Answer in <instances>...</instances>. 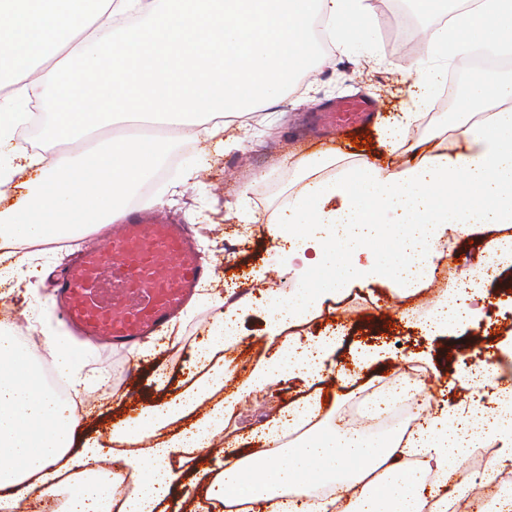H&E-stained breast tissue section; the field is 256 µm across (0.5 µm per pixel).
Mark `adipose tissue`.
Listing matches in <instances>:
<instances>
[{
	"label": "adipose tissue",
	"instance_id": "1",
	"mask_svg": "<svg viewBox=\"0 0 512 512\" xmlns=\"http://www.w3.org/2000/svg\"><path fill=\"white\" fill-rule=\"evenodd\" d=\"M363 0H0V201L19 169L37 157L13 142L26 117L30 91L57 106L43 126L46 138L81 142L99 128L137 120L169 127L243 115L283 95L301 71L320 63L310 20L320 17L337 49L351 35L371 42ZM429 54L447 57L482 46L512 49V0H478L451 24L427 30ZM51 67H44L46 59ZM462 148L426 151L398 168L364 163L339 177H319L323 159L303 164L305 186L289 196L269 227L295 286L271 297L269 335L275 352L243 383L246 392L274 383L304 394L258 436L264 452L226 451L224 465L205 479L203 501L252 503L257 512H451L471 486L449 487L471 449L496 448L512 461V384L497 367L478 364L460 375L472 392L492 389L501 408L487 418L478 402L442 403L416 434L392 430L374 436L339 426L312 428L321 411L311 387L320 383L338 336L305 341L295 327L324 303L354 288L382 285L410 296L433 285L447 263L445 237L485 235V254L512 267V81L473 82L450 127ZM166 154L156 137L120 136L104 145L59 155L13 205L0 208V244L26 245L73 237L121 218L122 204L148 182ZM484 278L467 288L441 290L417 327L445 335L468 324L471 300L484 296ZM234 311L212 326L198 356L202 375L176 398L147 405L112 431L114 452L98 441L73 448L78 425L67 400L44 379L16 329L0 327V501L21 512L29 494L65 495L64 512H168L184 456L211 448L224 431L235 396L216 400L231 376L230 350L238 334L226 331ZM55 370L73 395L92 384L78 356L59 336L44 337ZM210 409L188 427L173 423L203 402ZM131 474L86 479L105 459Z\"/></svg>",
	"mask_w": 512,
	"mask_h": 512
}]
</instances>
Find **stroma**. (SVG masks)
<instances>
[{"label": "stroma", "instance_id": "stroma-1", "mask_svg": "<svg viewBox=\"0 0 512 512\" xmlns=\"http://www.w3.org/2000/svg\"><path fill=\"white\" fill-rule=\"evenodd\" d=\"M366 3L367 19L374 29L372 42L355 43L344 51L330 50L318 68L301 76L279 98L251 114L226 117L224 146H217L202 132L192 135L177 129L160 130V137L170 148L168 158L155 179L131 202L136 205L151 199L155 211L165 219L186 224L203 258L214 267L215 277L200 287L179 315L181 335L175 346L157 359L140 361L103 344L78 342L76 349L86 369L102 371L104 380L86 390L87 405L78 417L75 446L89 439L109 443L111 426L119 417L135 413L145 401L175 398L199 377L196 356L219 312L217 298L230 295L246 303L239 321L242 341L235 351L239 361L251 366L270 355L265 333L268 313L262 299L269 291L283 289L284 282L274 272L269 223L288 196L303 187L298 163L332 157L336 163L327 172L334 175L363 161L391 167L418 161L417 152L403 148L391 153L374 140L376 126L398 112L421 115L408 132L409 142L420 143L425 150L450 145L445 132L452 120L448 110L460 104L459 75L468 56L450 61L447 83L439 86L426 104H418L408 93L410 79L405 68L414 62L429 65L430 56L425 51L406 49L391 29L401 16L419 28L436 25V18L418 13L411 0ZM351 99L375 101L376 109L362 124L337 131L320 122L323 110ZM358 138L368 141V148L356 149L354 141ZM203 154L210 158L208 166L194 180L184 181V171L194 167ZM245 212L256 217V230H247L241 218ZM74 251L71 245L18 248V257L31 259L39 274L22 281L15 292L0 288V304L14 306L15 323L24 341L33 356L45 363L50 356L42 337L66 333L51 304L53 276ZM486 291V298L474 303L480 311L478 321L449 336L426 335L403 319L407 306L422 311L429 308L425 293L406 302L386 288L375 287L328 302L304 327L310 338L332 334L341 338L334 371L320 384L322 423L334 422L340 415L363 407L368 396L389 385L394 374L416 356L424 360L432 403L466 399L468 392L458 381L466 356L480 352L492 358L497 344L512 332V268L491 281ZM369 348L384 355L374 372L360 381L341 383L339 372ZM157 369L164 374V383L154 381ZM295 397L294 388L285 383L244 396L224 419L225 439H239L240 452H253L259 446L254 432Z\"/></svg>", "mask_w": 512, "mask_h": 512}]
</instances>
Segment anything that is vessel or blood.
Instances as JSON below:
<instances>
[{
  "label": "vessel or blood",
  "mask_w": 512,
  "mask_h": 512,
  "mask_svg": "<svg viewBox=\"0 0 512 512\" xmlns=\"http://www.w3.org/2000/svg\"><path fill=\"white\" fill-rule=\"evenodd\" d=\"M374 109L371 101L350 102L333 118L350 124ZM97 234V244L78 250L54 283L62 319L89 341L127 347L162 331L212 275L183 225L141 207H127Z\"/></svg>",
  "instance_id": "vessel-or-blood-1"
}]
</instances>
